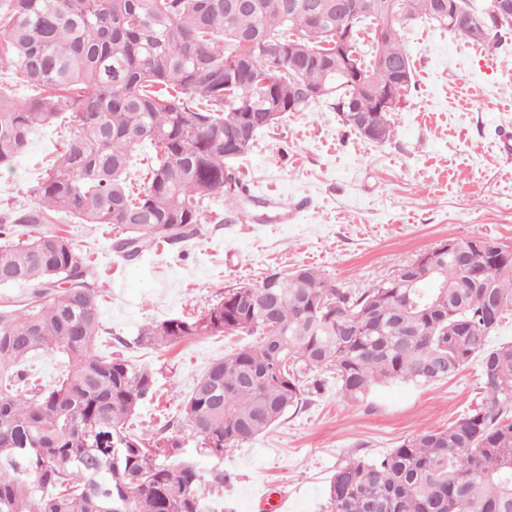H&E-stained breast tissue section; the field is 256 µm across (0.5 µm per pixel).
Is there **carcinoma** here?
<instances>
[{"instance_id":"cac0c4a2","label":"carcinoma","mask_w":512,"mask_h":512,"mask_svg":"<svg viewBox=\"0 0 512 512\" xmlns=\"http://www.w3.org/2000/svg\"><path fill=\"white\" fill-rule=\"evenodd\" d=\"M409 21L499 46L460 8L449 19L433 0H4L0 61L38 94L16 101L0 92V168L69 110L58 159L33 190L35 205L0 219V286L32 289L21 307L0 306V512H202L205 492L224 488V468L200 469L178 455V431L134 436L127 422L156 393L154 372L126 358L102 357L106 290L71 238L14 239V224H47L64 211L84 224L117 228L113 250L136 259L149 245L197 236L203 202L244 197L231 162L245 118L273 111L259 95L273 78L276 100L289 84L329 86L323 56L345 25L357 33L352 71L381 82L372 60L408 64L393 3ZM277 40L283 57L267 50ZM227 74L232 94L224 97ZM377 115L372 97L352 102ZM148 142L147 182L133 190L132 152ZM401 276L350 293L321 270L271 272L252 288L224 291L195 318L145 325L138 343L169 348L201 335L256 336L213 361L182 405V422L214 458L255 440L333 382L363 401L382 383L419 386L456 376L480 360L484 402L445 428L427 429L379 456L348 461L332 475L326 512H512V342L490 344L512 309V252L470 242L432 249ZM37 351L64 367L50 386L21 368Z\"/></svg>"}]
</instances>
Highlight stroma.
I'll use <instances>...</instances> for the list:
<instances>
[{"label": "stroma", "instance_id": "1", "mask_svg": "<svg viewBox=\"0 0 512 512\" xmlns=\"http://www.w3.org/2000/svg\"><path fill=\"white\" fill-rule=\"evenodd\" d=\"M400 34L417 85L395 113L388 141L352 134L325 100L288 113L235 163L258 204L230 214L223 198L208 200L200 236L184 246L161 242L128 261L113 251L115 232L107 225L61 212L47 224L16 225L19 238L49 232L78 241L90 271L108 288L105 328L157 380L135 429L153 432L179 421L209 363L248 341L195 336L167 350L147 349L137 342L147 324L198 315L227 288L300 265L359 292L445 240L482 237L512 247V147L501 141L502 131H512V42L494 50L419 21ZM65 134L62 125L42 129L0 171V215L33 206L32 189ZM270 197L293 206L291 222L278 223ZM479 399L476 360L449 381H393L361 403L331 384L223 460L200 453L190 437L183 457L203 469L223 465L230 476L223 490L207 492L205 512H272L281 497L288 512H325L339 464L447 427Z\"/></svg>", "mask_w": 512, "mask_h": 512}]
</instances>
